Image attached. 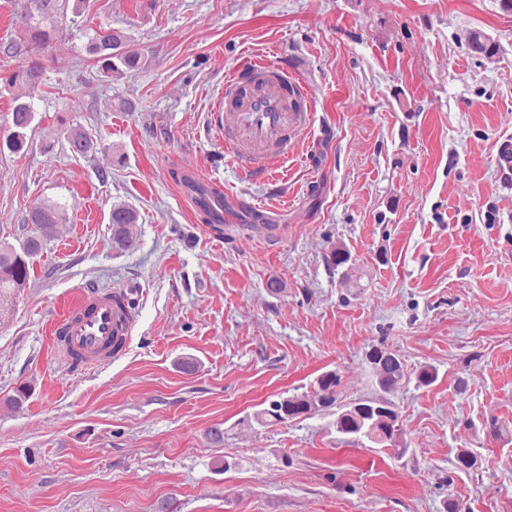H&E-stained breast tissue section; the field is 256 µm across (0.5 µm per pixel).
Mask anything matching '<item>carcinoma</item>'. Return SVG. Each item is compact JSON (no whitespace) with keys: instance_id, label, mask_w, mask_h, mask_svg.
Instances as JSON below:
<instances>
[{"instance_id":"cac0c4a2","label":"carcinoma","mask_w":512,"mask_h":512,"mask_svg":"<svg viewBox=\"0 0 512 512\" xmlns=\"http://www.w3.org/2000/svg\"><path fill=\"white\" fill-rule=\"evenodd\" d=\"M88 0H28L27 11L20 18L25 51L42 53L60 29L79 27V18L84 14ZM471 51L487 60L496 61L499 48L489 44L488 37L481 31L468 35ZM15 42L6 46L5 51L21 46ZM84 51L94 61L106 80L134 71L141 67L143 58L132 48L131 37L124 31L110 26L101 27L86 35ZM42 78V68L32 64L15 71L5 78L10 89L19 88L12 96V121L8 131L0 135V151L6 149L19 154L29 145V132L39 114L36 97ZM67 142L73 153L87 156L97 149V143L80 128L68 131ZM138 220L137 212L125 205L112 206L109 223L112 224V244L121 251L134 249V241L128 226ZM26 233L14 243L0 242V250L8 249L9 255L0 254V320L10 316L17 300L27 288L34 271L35 259L55 239L58 226L67 223L64 203L46 199L34 203L25 218ZM405 378V363L400 354L395 358H384L382 369L375 382L387 391ZM340 375L326 371L318 376L316 384L308 392L278 395L265 401V407L257 413L258 420L273 419L285 423L301 416H314L329 411L335 414L333 426L336 432L349 438L368 442L381 447L398 448L406 434L402 416L396 406L382 399H367L352 407L337 404ZM477 456L468 448H459L454 455L453 465L459 471L475 467Z\"/></svg>"}]
</instances>
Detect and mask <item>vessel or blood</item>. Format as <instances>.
I'll use <instances>...</instances> for the list:
<instances>
[{
    "mask_svg": "<svg viewBox=\"0 0 512 512\" xmlns=\"http://www.w3.org/2000/svg\"><path fill=\"white\" fill-rule=\"evenodd\" d=\"M230 105L216 113L224 148L237 167L253 178L287 159L291 138L310 125L312 100L303 81L279 64L255 62L224 82ZM137 322L126 293L96 287L79 290L53 326L63 359L76 372L120 357Z\"/></svg>",
    "mask_w": 512,
    "mask_h": 512,
    "instance_id": "1",
    "label": "vessel or blood"
}]
</instances>
